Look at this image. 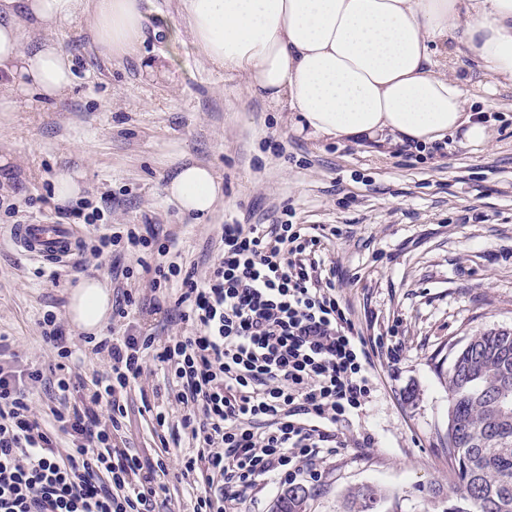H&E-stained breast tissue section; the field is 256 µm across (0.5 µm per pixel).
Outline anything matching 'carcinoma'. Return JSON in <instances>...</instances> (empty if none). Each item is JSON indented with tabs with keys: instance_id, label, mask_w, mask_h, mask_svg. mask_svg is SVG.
Returning a JSON list of instances; mask_svg holds the SVG:
<instances>
[{
	"instance_id": "1",
	"label": "carcinoma",
	"mask_w": 512,
	"mask_h": 512,
	"mask_svg": "<svg viewBox=\"0 0 512 512\" xmlns=\"http://www.w3.org/2000/svg\"><path fill=\"white\" fill-rule=\"evenodd\" d=\"M512 387V330L485 331L454 355L448 370V458L455 475L448 512H512V400L497 404L499 386ZM309 491L284 489L277 512H305ZM359 512L382 499L374 486L351 492Z\"/></svg>"
}]
</instances>
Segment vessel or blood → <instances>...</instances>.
I'll list each match as a JSON object with an SVG mask.
<instances>
[{"mask_svg":"<svg viewBox=\"0 0 512 512\" xmlns=\"http://www.w3.org/2000/svg\"><path fill=\"white\" fill-rule=\"evenodd\" d=\"M10 237L22 253L53 266L68 263L77 251V238L67 224L45 220L17 224Z\"/></svg>","mask_w":512,"mask_h":512,"instance_id":"1","label":"vessel or blood"}]
</instances>
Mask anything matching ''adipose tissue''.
<instances>
[{"label":"adipose tissue","mask_w":512,"mask_h":512,"mask_svg":"<svg viewBox=\"0 0 512 512\" xmlns=\"http://www.w3.org/2000/svg\"><path fill=\"white\" fill-rule=\"evenodd\" d=\"M181 10L206 64L242 77L252 95L288 108L315 137L395 146L458 134L485 143L487 126L432 61L437 44L458 34L493 75L512 81V0H181ZM79 15L100 55L135 53L142 0H0V112L70 86L71 58L55 42L31 54L24 46L32 28ZM165 192L189 214L209 212L223 195L219 177L198 165L179 168ZM111 310L99 280L71 294L69 318L84 331L97 332Z\"/></svg>","instance_id":"adipose-tissue-1"}]
</instances>
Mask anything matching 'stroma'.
Instances as JSON below:
<instances>
[{"label": "stroma", "mask_w": 512, "mask_h": 512, "mask_svg": "<svg viewBox=\"0 0 512 512\" xmlns=\"http://www.w3.org/2000/svg\"><path fill=\"white\" fill-rule=\"evenodd\" d=\"M145 35L135 55L112 60L88 44L76 17L52 33L73 60V81L60 98L30 96L0 112V336L24 363L48 365L54 353L38 322L53 312L68 323L74 282L34 276V261L10 240L12 225L49 219L71 225L82 245L95 232L78 218L85 201L106 192L105 221L154 224L176 232L184 263L205 277L202 254L222 224L239 219L271 224L285 207L297 224H333L326 257L340 275L337 295L359 326L386 331L398 323L402 361L378 369L371 402L345 431L347 448L317 461L320 485L306 512H349L351 491L373 485L385 497L379 512H445L454 477L448 460L446 374L455 350L490 328H512V83L496 78L457 42L437 45L440 69L464 90L470 112L486 116L491 138L416 161L381 147L314 139L286 109L249 96L235 73L205 65L185 30L178 0H143ZM165 56L152 74L142 60ZM209 166L224 196L210 213L192 217L169 202L164 187L177 168ZM79 175L80 194L59 201L55 183ZM86 277L110 292L152 296L150 279H113V265L138 264V253L97 258L84 253ZM159 370L145 376L128 401L125 445L158 447L172 435L182 409L153 392L166 387ZM160 404L165 426L143 404ZM370 447H359L363 435Z\"/></svg>", "instance_id": "1"}]
</instances>
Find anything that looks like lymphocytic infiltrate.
Returning a JSON list of instances; mask_svg holds the SVG:
<instances>
[{
	"label": "lymphocytic infiltrate",
	"mask_w": 512,
	"mask_h": 512,
	"mask_svg": "<svg viewBox=\"0 0 512 512\" xmlns=\"http://www.w3.org/2000/svg\"><path fill=\"white\" fill-rule=\"evenodd\" d=\"M332 224H223L205 279L173 261L177 238L154 227L104 229L96 255L146 252L152 298L122 291L120 324L95 338L105 370L69 371L73 351L57 316L45 314L50 368L21 363L0 342V512H155L164 477L186 484L190 512H240L248 490L298 475L319 481L318 459L346 447L344 430L371 401L375 360L398 364L397 328L365 336L336 294L324 258ZM173 315L182 333L159 339L140 314ZM170 373L189 446L177 465L126 448L129 394L148 367ZM62 398L42 417L29 388ZM67 445H60V436Z\"/></svg>",
	"instance_id": "1"
}]
</instances>
